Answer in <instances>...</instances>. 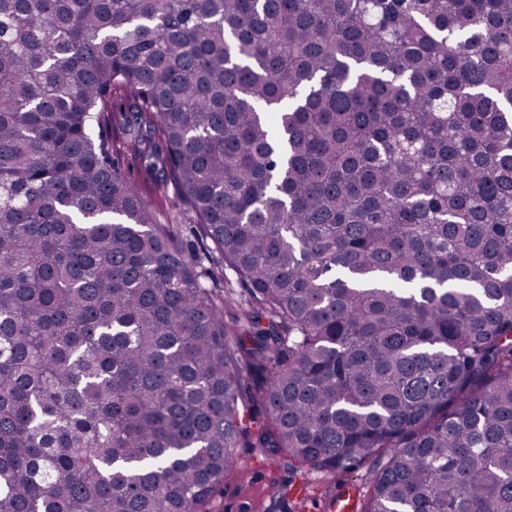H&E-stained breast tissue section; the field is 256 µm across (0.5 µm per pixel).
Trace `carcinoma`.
Returning a JSON list of instances; mask_svg holds the SVG:
<instances>
[{"mask_svg":"<svg viewBox=\"0 0 512 512\" xmlns=\"http://www.w3.org/2000/svg\"><path fill=\"white\" fill-rule=\"evenodd\" d=\"M240 448L512 512V0H0V512H213ZM136 178L141 184L146 185L145 197L150 205L156 210L157 216L161 224H178L181 237L186 239L188 243H194L198 251H203L205 240L193 233L195 219L182 205L176 192L170 187L166 195L158 196L155 194L147 175L142 171Z\"/></svg>","mask_w":512,"mask_h":512,"instance_id":"1","label":"carcinoma"}]
</instances>
